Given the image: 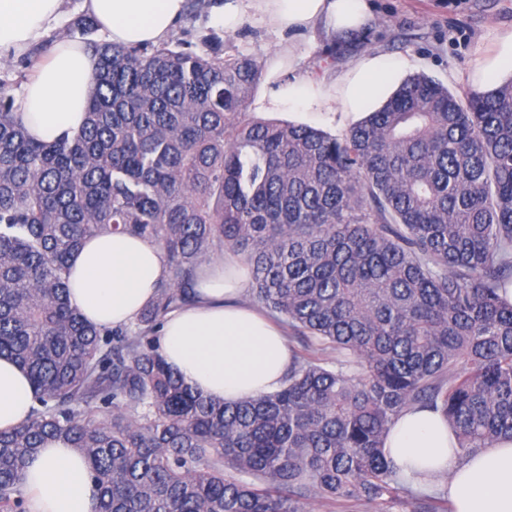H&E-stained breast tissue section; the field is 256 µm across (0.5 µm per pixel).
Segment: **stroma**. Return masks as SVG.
<instances>
[{
    "mask_svg": "<svg viewBox=\"0 0 512 512\" xmlns=\"http://www.w3.org/2000/svg\"><path fill=\"white\" fill-rule=\"evenodd\" d=\"M510 31L512 0H371L366 25L342 41H330L317 30H283L251 11L236 30L228 31L206 8L187 14L172 38L196 43L216 36L225 56L253 59L262 76L249 97L251 116L307 124L338 135L355 123V116L335 104L272 111L267 107L271 92L299 75L335 83L356 56L376 52L402 63L404 75L423 73L460 93L469 90L468 75L477 59L491 54L499 37ZM284 53L290 54L292 69L271 72V60Z\"/></svg>",
    "mask_w": 512,
    "mask_h": 512,
    "instance_id": "35a3bbf8",
    "label": "stroma"
}]
</instances>
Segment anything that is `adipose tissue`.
I'll use <instances>...</instances> for the list:
<instances>
[{
	"label": "adipose tissue",
	"instance_id": "obj_1",
	"mask_svg": "<svg viewBox=\"0 0 512 512\" xmlns=\"http://www.w3.org/2000/svg\"><path fill=\"white\" fill-rule=\"evenodd\" d=\"M63 0H0V57L25 53L55 28ZM187 0H83L107 41L116 45H157L168 40ZM266 15L282 29L316 26L343 37L360 29L369 0H218L214 20L237 26L245 8ZM97 59L76 40L56 42L50 57L24 85L15 105L27 134L40 142L76 135L88 108V89ZM381 56L356 59L339 87L301 77L282 83L270 109L316 108L339 97L354 113L384 101L400 72ZM512 78V33L496 52L480 60L470 76L487 92ZM167 275L163 250L144 240L114 234L86 239L70 262L73 302L95 325L116 327L134 321L153 300ZM250 271L224 254L207 261L195 284L192 305L166 314L158 345L166 362L193 390L234 403L278 388L292 362L281 329L240 300ZM35 405L27 373L0 358V431L24 424ZM387 457L405 476L427 483L446 478L454 512H512V440H499L468 459L456 451L453 428L427 408L403 411L390 428ZM27 512H93L94 488L85 459L60 440L46 442L28 464L23 480Z\"/></svg>",
	"mask_w": 512,
	"mask_h": 512
}]
</instances>
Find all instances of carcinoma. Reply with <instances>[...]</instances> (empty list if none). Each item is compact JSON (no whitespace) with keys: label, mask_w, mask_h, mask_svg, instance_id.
<instances>
[{"label":"carcinoma","mask_w":512,"mask_h":512,"mask_svg":"<svg viewBox=\"0 0 512 512\" xmlns=\"http://www.w3.org/2000/svg\"><path fill=\"white\" fill-rule=\"evenodd\" d=\"M94 30L69 23L98 59L76 136L30 138L0 79V357L37 403L0 431V512H25V467L52 438L84 456L95 512L411 496L384 454L410 407L440 412L462 458L512 440V81L460 96L412 75L331 135L249 116L261 70L213 38L197 52ZM99 234L164 251L167 277L124 329L71 301L70 260ZM224 251L303 347L278 390L229 405L188 386L156 340ZM420 510L449 512L446 490Z\"/></svg>","instance_id":"carcinoma-1"}]
</instances>
